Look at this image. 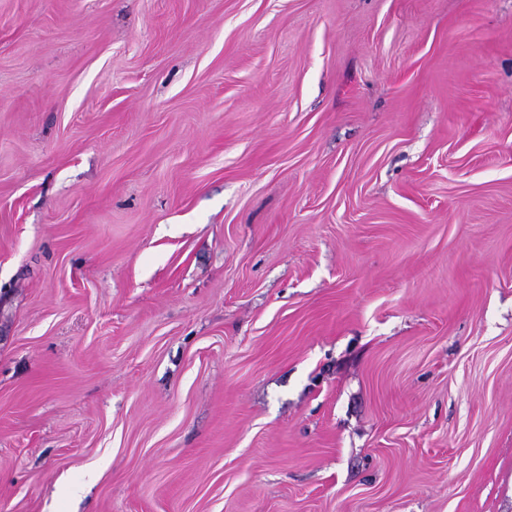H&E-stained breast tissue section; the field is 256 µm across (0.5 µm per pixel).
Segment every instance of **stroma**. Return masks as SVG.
<instances>
[{"label": "stroma", "instance_id": "obj_1", "mask_svg": "<svg viewBox=\"0 0 512 512\" xmlns=\"http://www.w3.org/2000/svg\"><path fill=\"white\" fill-rule=\"evenodd\" d=\"M0 512H512V0H0Z\"/></svg>", "mask_w": 512, "mask_h": 512}]
</instances>
